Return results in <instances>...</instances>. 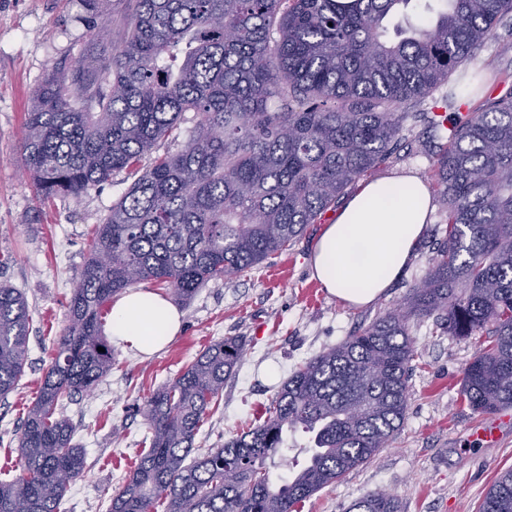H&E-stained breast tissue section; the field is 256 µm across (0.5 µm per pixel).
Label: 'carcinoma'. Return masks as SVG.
I'll use <instances>...</instances> for the list:
<instances>
[{
  "label": "carcinoma",
  "instance_id": "cac0c4a2",
  "mask_svg": "<svg viewBox=\"0 0 512 512\" xmlns=\"http://www.w3.org/2000/svg\"><path fill=\"white\" fill-rule=\"evenodd\" d=\"M128 2L114 46V0H89L90 45L112 48L111 69L80 62L52 71L27 112L23 165L40 203L78 197L123 170L136 179L93 226L68 325L23 419L21 474L0 481V512H58L83 475L85 449L62 409L112 371L103 306L148 280L188 301L203 284L290 249L418 121L439 141L432 189L446 228L404 306L297 367L264 420L220 448L195 440L245 341L205 348L139 408L150 447L109 512H155L160 503L165 512H294L399 430L413 318L433 316L450 336L491 337L465 369L462 394L479 414L511 407L512 93L451 123L437 105L418 106L471 60L512 0H440L433 27L398 41L385 20L412 0ZM185 112L199 121L184 148L150 157ZM31 322L23 293L0 285V401L24 375ZM298 428L313 434L309 457L275 484L267 460ZM347 512L400 505L378 492ZM480 512H512V468Z\"/></svg>",
  "mask_w": 512,
  "mask_h": 512
}]
</instances>
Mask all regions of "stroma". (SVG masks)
<instances>
[{"label": "stroma", "instance_id": "1", "mask_svg": "<svg viewBox=\"0 0 512 512\" xmlns=\"http://www.w3.org/2000/svg\"><path fill=\"white\" fill-rule=\"evenodd\" d=\"M91 21L83 0H0V254L9 258L0 265V284L20 289L33 317L26 372L0 402L5 479L20 473V426L67 326L65 305L88 257L93 226L134 181L120 172L80 198L59 196L41 205L23 171L25 115L45 76L84 52ZM452 79L464 84L465 113L488 96L511 92L512 25L496 26ZM431 139L426 126L417 125L377 177L413 174L429 180L435 161L426 150ZM322 230V224L309 225L289 250L269 255L232 280L208 283L179 303L182 330L161 352L144 357L125 343H113L111 373L65 410L87 464L84 476L70 484L60 512H108L113 493L143 451L146 427L137 408L144 395L171 382L204 348L230 336L246 342L219 409L196 438L204 447L218 448L264 418L277 388L300 364L403 304L444 235L436 203L402 277L372 304L356 307L329 295L312 276V253ZM410 331L418 358L403 425L372 461L302 502L299 512H347L352 502L373 492L396 495L401 512H478L497 474L512 467V422L502 425L495 445L472 438L489 420L473 412L461 394L476 341L437 333L428 318L411 320ZM308 446L307 433L289 434L287 448L268 463L271 479L285 481L304 465Z\"/></svg>", "mask_w": 512, "mask_h": 512}]
</instances>
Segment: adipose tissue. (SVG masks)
I'll return each mask as SVG.
<instances>
[{
	"instance_id": "1",
	"label": "adipose tissue",
	"mask_w": 512,
	"mask_h": 512,
	"mask_svg": "<svg viewBox=\"0 0 512 512\" xmlns=\"http://www.w3.org/2000/svg\"><path fill=\"white\" fill-rule=\"evenodd\" d=\"M431 195L415 176L364 183L323 230L313 258L315 278L331 295L354 304L376 300L399 278L422 235ZM181 329V314L150 290L112 305L109 333L151 356Z\"/></svg>"
}]
</instances>
